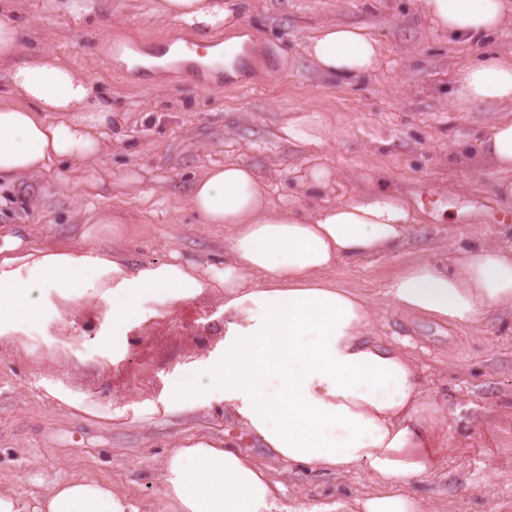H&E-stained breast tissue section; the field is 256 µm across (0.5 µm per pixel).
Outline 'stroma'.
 <instances>
[{"label": "stroma", "instance_id": "obj_1", "mask_svg": "<svg viewBox=\"0 0 512 512\" xmlns=\"http://www.w3.org/2000/svg\"><path fill=\"white\" fill-rule=\"evenodd\" d=\"M245 31L260 62L240 60V78L192 77L166 67L162 77L119 62L129 41L192 33L147 13L146 0H96L80 16L45 11L44 0H15L28 28V49L67 59L112 98L102 170L129 169L139 185L85 196L29 178L0 190V227L29 245L77 239V213L109 209L125 220L120 247L142 263L220 256L224 227L199 223L189 197L210 166L241 161L269 184L275 203L320 206L304 182L330 168L329 201L386 189L411 203L417 221L411 249L440 243L512 240V223L495 224L512 205L497 190L500 175L482 151L493 124L512 119V104L469 110L450 97L458 68L487 52L512 53V25L487 42L461 45L432 31L417 0H248ZM363 26L381 41L378 68L355 85L321 76L304 46L323 24ZM438 206H430V199ZM391 258L340 264L335 277L374 302L376 333L415 357L444 419L433 466L414 490L436 512H512V308L498 309L478 329L411 317L383 298ZM87 334L70 363L50 361L49 321L28 324L17 344L0 339V487L12 488L30 512L51 481L88 477L111 483L140 512H166L158 469L183 441L230 442L265 458L266 451L224 415V402L180 417L151 414L166 384L217 348L224 305L212 297L188 302L134 324L127 345H111L108 328L82 308L71 315ZM63 383L101 406L98 417L64 404L47 390ZM282 503L314 506L369 491L365 468L341 477L289 472L282 462Z\"/></svg>", "mask_w": 512, "mask_h": 512}]
</instances>
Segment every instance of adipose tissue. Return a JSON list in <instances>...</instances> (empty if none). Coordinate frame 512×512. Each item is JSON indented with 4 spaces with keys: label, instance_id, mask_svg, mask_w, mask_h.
Masks as SVG:
<instances>
[{
    "label": "adipose tissue",
    "instance_id": "obj_1",
    "mask_svg": "<svg viewBox=\"0 0 512 512\" xmlns=\"http://www.w3.org/2000/svg\"><path fill=\"white\" fill-rule=\"evenodd\" d=\"M418 3L435 32L460 44L512 23V0ZM244 6L149 0V13L204 41L225 29L232 52L224 70L232 75L237 54L253 49ZM24 49L23 27L11 7H0V62L10 66L0 98V182L53 172L62 184L97 193L104 178L94 161L103 137L83 115L108 118L111 101L66 61ZM305 54L321 74L350 85L376 68L381 44L363 26L327 23ZM450 96L464 108L512 102V61L491 54L465 64ZM483 148L502 174V198L512 201V119L495 124ZM190 206L200 223L223 225L220 260L175 254L162 263L134 261L101 245L102 232L121 234L119 217L106 210L83 213L76 246L32 248L0 231V338L24 335V319L53 316L60 345L52 355L64 361L79 334L68 320L74 306L106 318L113 346L122 347L130 325L147 319V303L169 311L205 294L221 298L218 354L169 380L163 413L202 408L221 396L225 411L287 467L341 475L362 466L376 485L352 502L325 501L309 512H427L411 484L432 464L439 407L411 357L375 334L374 305L325 276L343 262L402 253L416 221L412 207L386 190L312 211L278 207L255 168L237 161L199 177ZM383 295L404 313L480 325L512 306V244L485 241L447 256L430 250L399 265ZM160 481L167 512H299L279 504L282 485L258 458L203 439L171 449ZM33 512L137 510L109 483L72 478L50 483Z\"/></svg>",
    "mask_w": 512,
    "mask_h": 512
}]
</instances>
